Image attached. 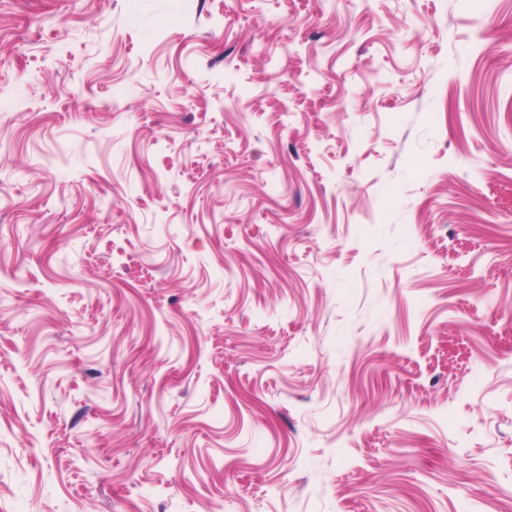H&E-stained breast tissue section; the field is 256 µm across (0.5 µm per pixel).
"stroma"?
Wrapping results in <instances>:
<instances>
[{
    "label": "stroma",
    "mask_w": 512,
    "mask_h": 512,
    "mask_svg": "<svg viewBox=\"0 0 512 512\" xmlns=\"http://www.w3.org/2000/svg\"><path fill=\"white\" fill-rule=\"evenodd\" d=\"M0 512H512V0H0Z\"/></svg>",
    "instance_id": "35a3bbf8"
}]
</instances>
